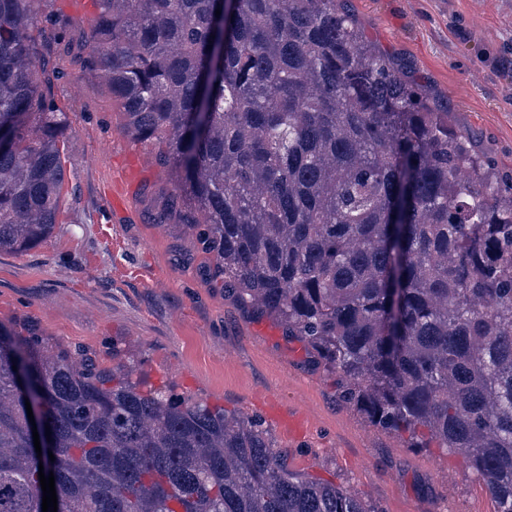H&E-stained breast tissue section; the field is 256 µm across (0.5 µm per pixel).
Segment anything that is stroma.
<instances>
[{
	"label": "stroma",
	"instance_id": "35a3bbf8",
	"mask_svg": "<svg viewBox=\"0 0 512 512\" xmlns=\"http://www.w3.org/2000/svg\"><path fill=\"white\" fill-rule=\"evenodd\" d=\"M367 43L391 59L426 106L447 113L497 174L512 175V0H340ZM96 0H50L46 70L67 109L64 183L53 234L0 254V322L32 325L68 349L134 357L149 383L262 421L289 467L365 502L371 512H492L456 454L411 448L372 426L338 377L272 317L224 288L195 224L161 220L171 176L153 146L130 139L112 95L85 63ZM139 190L117 210L112 192ZM304 416L289 435L269 406Z\"/></svg>",
	"mask_w": 512,
	"mask_h": 512
}]
</instances>
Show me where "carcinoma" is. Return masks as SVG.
I'll list each match as a JSON object with an SVG mask.
<instances>
[{"instance_id":"1","label":"carcinoma","mask_w":512,"mask_h":512,"mask_svg":"<svg viewBox=\"0 0 512 512\" xmlns=\"http://www.w3.org/2000/svg\"><path fill=\"white\" fill-rule=\"evenodd\" d=\"M87 62L158 148L171 210L237 298L318 353L411 448L464 456L512 512V182L432 112L336 0H98ZM47 0H0V253L57 224L66 112ZM221 14H216V9ZM0 323V512H371L267 429ZM54 443L36 460L13 366Z\"/></svg>"}]
</instances>
